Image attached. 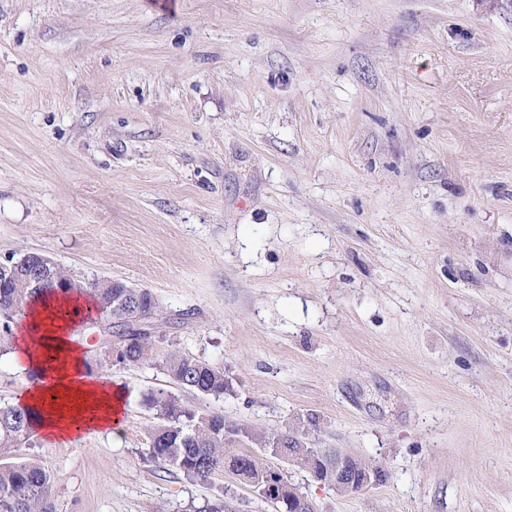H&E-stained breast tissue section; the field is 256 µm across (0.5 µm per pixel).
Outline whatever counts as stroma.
<instances>
[{"label":"stroma","mask_w":512,"mask_h":512,"mask_svg":"<svg viewBox=\"0 0 512 512\" xmlns=\"http://www.w3.org/2000/svg\"><path fill=\"white\" fill-rule=\"evenodd\" d=\"M151 289L182 401L388 472L315 512H512V0H0V259ZM119 437L22 448L49 512H274Z\"/></svg>","instance_id":"obj_1"}]
</instances>
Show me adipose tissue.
Here are the masks:
<instances>
[{"label":"adipose tissue","instance_id":"ef3b65f1","mask_svg":"<svg viewBox=\"0 0 512 512\" xmlns=\"http://www.w3.org/2000/svg\"><path fill=\"white\" fill-rule=\"evenodd\" d=\"M84 305L78 295H55L27 313L28 326L42 328L45 335L41 351L32 350L22 335L12 342L13 360L37 375L36 385L26 397L27 405L39 413L35 429L66 443L81 429L118 434L125 403L123 388H104L87 373L80 348L67 334L68 315Z\"/></svg>","mask_w":512,"mask_h":512}]
</instances>
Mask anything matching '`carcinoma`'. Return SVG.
I'll return each mask as SVG.
<instances>
[{
  "label": "carcinoma",
  "mask_w": 512,
  "mask_h": 512,
  "mask_svg": "<svg viewBox=\"0 0 512 512\" xmlns=\"http://www.w3.org/2000/svg\"><path fill=\"white\" fill-rule=\"evenodd\" d=\"M70 291L86 293L93 299V315L109 321L111 339L105 350L117 345L125 366L158 364L183 389L203 397L219 398L230 388L224 370L194 358L176 346L157 355L146 324L158 316V303L146 288H114L112 279L70 281ZM52 294L46 284L34 288L26 272L7 278L0 276V320L6 324L24 315L30 304ZM143 404L155 412L156 422L147 429L149 454L160 468L172 467L188 478L207 479L228 471L244 482L259 471L270 474L275 492L289 483L280 469L266 466L261 457L234 446L239 437L271 451L277 434L257 433L242 424L224 430V414L189 407L179 397L164 390L150 391ZM35 411L26 404L0 403V455H10L26 444L33 434ZM51 476L36 457L0 464V512H48Z\"/></svg>",
  "instance_id": "cac0c4a2"
}]
</instances>
